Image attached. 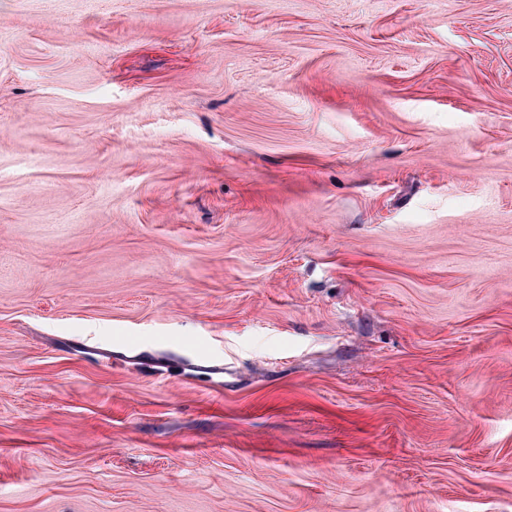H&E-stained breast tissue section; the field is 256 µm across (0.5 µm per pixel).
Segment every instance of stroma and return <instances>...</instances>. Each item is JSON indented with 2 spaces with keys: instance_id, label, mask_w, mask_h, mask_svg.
Returning a JSON list of instances; mask_svg holds the SVG:
<instances>
[{
  "instance_id": "35a3bbf8",
  "label": "stroma",
  "mask_w": 512,
  "mask_h": 512,
  "mask_svg": "<svg viewBox=\"0 0 512 512\" xmlns=\"http://www.w3.org/2000/svg\"><path fill=\"white\" fill-rule=\"evenodd\" d=\"M0 512H512V0H0Z\"/></svg>"
}]
</instances>
